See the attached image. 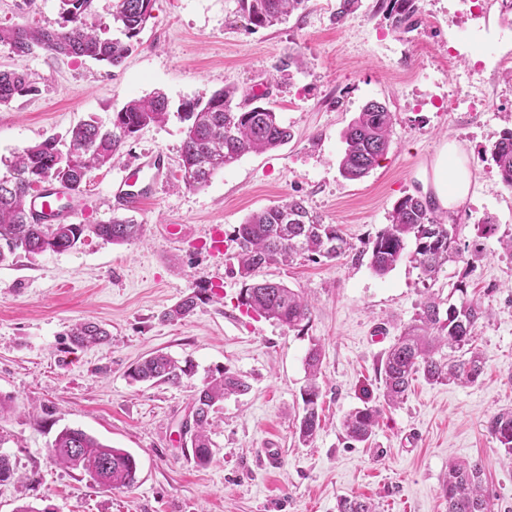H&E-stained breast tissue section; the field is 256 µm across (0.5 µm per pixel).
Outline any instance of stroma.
I'll return each mask as SVG.
<instances>
[{
    "instance_id": "stroma-1",
    "label": "stroma",
    "mask_w": 512,
    "mask_h": 512,
    "mask_svg": "<svg viewBox=\"0 0 512 512\" xmlns=\"http://www.w3.org/2000/svg\"><path fill=\"white\" fill-rule=\"evenodd\" d=\"M338 4L309 0L287 21L257 28L240 0H155L139 47L118 67L43 50L20 58L0 45V70H23L37 88L0 105L2 160L82 121L109 124L136 97L160 93L172 109L91 170L77 195L85 208L74 223L124 216L106 194L110 179L139 154L162 152L169 177L134 212L142 241L112 244L90 231L73 250L0 263V398L10 406L0 452L25 478L0 482V512L24 504L38 512H336L343 496L369 499L377 512H446L441 484L455 460L480 461L494 512H512V462L485 429L492 414L512 409V255L499 243L512 235V190L489 155L512 128V25L499 0H419L407 31L392 27L380 0H359L341 19ZM59 19V0H0V26L52 28ZM294 52L302 67L280 71ZM227 85L240 102L262 88L292 137L244 155L205 187L184 186L176 111ZM473 96L485 99V111H469ZM372 100L395 116L391 146L379 166L349 181L338 170L342 133ZM450 139L467 157L471 189L446 222L460 225L464 244L477 239L479 220L498 226L477 257L456 267L491 313L476 330L484 373L469 387L417 377L406 401L387 408L377 366L412 323L423 286L407 259L374 274L366 249L395 202L420 194ZM285 197L338 225L352 245L333 261L257 271V280L306 292L313 315L301 331L241 306L230 260L238 224ZM170 224L179 225L178 239ZM217 226L226 237L220 255L204 246ZM200 289L191 316L163 320ZM85 320L105 328L108 341L74 346L70 332ZM315 343L322 421L306 447L296 423ZM154 351L190 361L193 372L176 385L131 382L130 368ZM221 370L250 390L225 398L210 434L214 458L201 467L180 426ZM367 404L383 406V416L368 444L348 447L341 420ZM66 426L130 452L136 484L105 489L57 465L50 446ZM268 448L277 467L263 462Z\"/></svg>"
}]
</instances>
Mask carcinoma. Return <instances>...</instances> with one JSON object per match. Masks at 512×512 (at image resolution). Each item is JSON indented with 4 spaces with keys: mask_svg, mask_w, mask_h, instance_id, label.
<instances>
[{
    "mask_svg": "<svg viewBox=\"0 0 512 512\" xmlns=\"http://www.w3.org/2000/svg\"><path fill=\"white\" fill-rule=\"evenodd\" d=\"M93 0H60L61 21L55 28L0 26V43L8 45L18 57L37 48L65 57H88L112 66L120 65L132 52L145 23L152 17L154 0H114L112 28L117 35L88 30L82 17ZM308 0H241V10L251 25L270 27L286 21L295 11L307 7ZM418 0H390L388 18L398 30L408 27L419 12ZM37 92L22 70L0 71V104L16 96ZM236 89L226 86L206 101L185 103L181 120L187 122L181 145L183 183L202 188L212 176L238 161L249 151L273 150L288 143L291 132L273 109L262 105L243 107L234 102ZM169 104L162 95L132 99L114 113L112 128L104 129L94 121L72 128L64 141L48 138L19 150L0 170V263L19 253L36 255L46 251L62 252L82 242L85 224H50L47 216L28 207V199L39 184L58 182L76 194L88 172L112 162L124 144L151 123L167 120ZM393 115L378 101L368 102L343 134L344 149L339 172L347 180H358L370 173L388 153ZM490 157L502 183L512 189V129H505L492 142ZM92 232L113 244L138 240L143 225L132 217H115L95 224ZM460 225L448 224L436 213L434 204L407 194L394 205L389 224L371 241L370 267L384 276L403 259L409 242L414 250L411 262L420 270L424 301L414 323L405 328L388 349L377 368L384 383L389 407L403 403L413 376L419 372L430 383L471 385L483 373V363L474 350L476 330L488 310L469 295L464 278L452 279L450 294L456 302L442 309L443 300L433 286L447 268L464 260L459 246ZM231 241L237 244L232 259L244 286L239 303L291 329L305 328L312 319L313 306L304 295L277 282L254 281L256 269L270 263H290L298 257H323L335 260L352 245L335 224H325L312 214L303 201L295 198L267 207L248 216L235 228ZM201 299L197 292L163 313L169 321L190 316ZM78 345L104 340L108 333L99 324L84 322L71 331ZM320 351L312 347L305 358L308 384L302 393L303 414L297 433L300 443L313 442L320 428L317 384ZM165 353H154L137 363L128 373L134 382L152 381L175 385L190 372ZM249 385L225 370L211 377L193 406L196 418L185 429L195 462L204 467L213 459L210 438L213 407L232 394H244ZM381 409L364 406L349 411L342 420L344 439L349 446L370 441L379 423ZM487 433L494 438L512 462V410H502L486 422ZM56 464L78 470L106 489L130 488L136 482L137 461L122 448L101 442L82 429L65 427L51 444ZM483 468L479 461H463L448 466L442 494L448 512H493V504L483 486ZM336 512H375L361 498L342 497Z\"/></svg>",
    "mask_w": 512,
    "mask_h": 512,
    "instance_id": "1",
    "label": "carcinoma"
}]
</instances>
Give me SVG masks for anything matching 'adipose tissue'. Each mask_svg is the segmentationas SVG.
<instances>
[{
    "label": "adipose tissue",
    "instance_id": "1",
    "mask_svg": "<svg viewBox=\"0 0 512 512\" xmlns=\"http://www.w3.org/2000/svg\"><path fill=\"white\" fill-rule=\"evenodd\" d=\"M471 177L466 162L455 143H448L436 157L431 178L422 183L423 191L432 194L437 204L456 212L469 197Z\"/></svg>",
    "mask_w": 512,
    "mask_h": 512
}]
</instances>
